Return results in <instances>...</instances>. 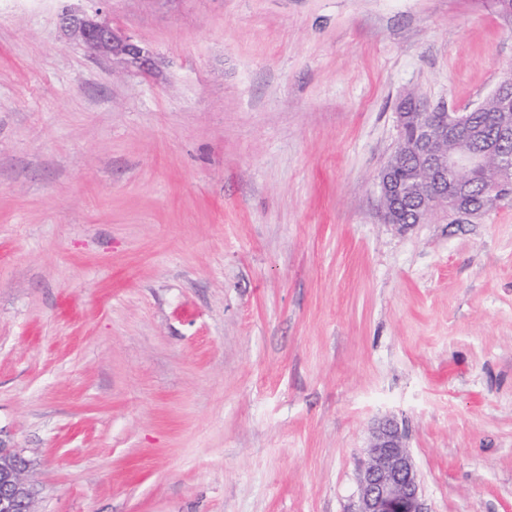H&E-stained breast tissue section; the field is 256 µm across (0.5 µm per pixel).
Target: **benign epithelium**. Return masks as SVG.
<instances>
[{
	"instance_id": "1",
	"label": "benign epithelium",
	"mask_w": 512,
	"mask_h": 512,
	"mask_svg": "<svg viewBox=\"0 0 512 512\" xmlns=\"http://www.w3.org/2000/svg\"><path fill=\"white\" fill-rule=\"evenodd\" d=\"M95 15L66 8L60 15L62 28L100 57L119 60L139 68L149 65V54L107 20L100 19L110 0H98ZM491 95L502 111L512 109V77L502 78ZM470 111L459 112L442 105L429 109L408 98L396 112L398 150L417 160V167L400 171L393 162L378 173L377 180L386 223L405 231L421 223L448 198L456 201L457 215L472 216L468 187L484 168L490 153H499V141L481 153L462 149L448 152V140H458L466 131ZM428 181V190L415 185ZM29 462L14 448L0 441V512H33V492L25 472ZM356 512H428L422 498V476L398 423L380 420L371 431L368 459L359 477Z\"/></svg>"
}]
</instances>
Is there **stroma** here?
I'll list each match as a JSON object with an SVG mask.
<instances>
[{
    "label": "stroma",
    "instance_id": "35a3bbf8",
    "mask_svg": "<svg viewBox=\"0 0 512 512\" xmlns=\"http://www.w3.org/2000/svg\"><path fill=\"white\" fill-rule=\"evenodd\" d=\"M0 0V440L36 512H355L397 418L429 512H512V205L384 223L412 95L512 73L495 0ZM97 1L100 7L94 16L75 8L64 9L60 15L62 28L100 57L146 68L150 61L148 52L109 21L99 18L111 0Z\"/></svg>",
    "mask_w": 512,
    "mask_h": 512
}]
</instances>
